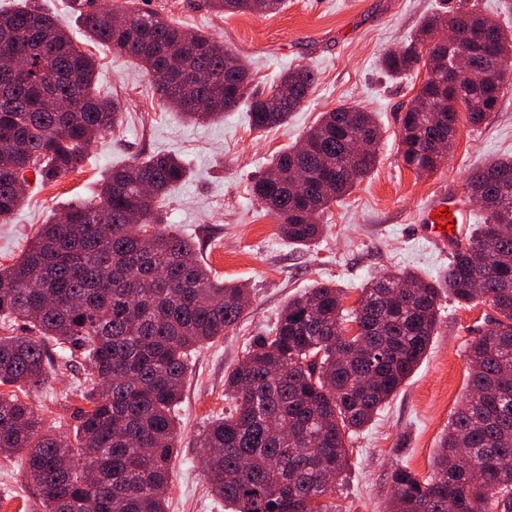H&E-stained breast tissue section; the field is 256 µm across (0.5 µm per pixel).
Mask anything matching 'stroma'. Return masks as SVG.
Here are the masks:
<instances>
[{"label": "stroma", "mask_w": 512, "mask_h": 512, "mask_svg": "<svg viewBox=\"0 0 512 512\" xmlns=\"http://www.w3.org/2000/svg\"><path fill=\"white\" fill-rule=\"evenodd\" d=\"M136 3L223 41L239 53L257 85L271 84L296 66L314 70L318 81L281 127L253 129L242 110L225 113L219 121L186 124L165 110L140 65L111 47L86 43L99 64L97 88L120 101L122 120L93 142L79 171L29 188L8 222L0 223V265H11L42 224L69 205L93 198L108 169L157 153L182 160L188 176L169 195L165 222L193 242L198 258L221 280L242 284L250 305L236 327L186 361L176 410L179 442L165 494L168 512H231L204 484L198 448L205 427L233 406L224 393L226 374L244 360L256 337L272 330L288 299L316 283L341 288L349 310L364 284L388 271L406 268L424 279L442 280L449 258L418 235L415 213L440 188L466 198L471 170L512 156V87L504 90L487 123H460L442 166L419 176L404 164L399 140L401 118L424 73L392 79L381 71L379 58L385 49L406 43L443 0H286L279 13L266 17H227L212 12L204 0ZM344 102L373 113L381 131L376 166L321 215L327 232L317 245L288 244L278 233L277 219L252 197V185L273 155L299 142L323 113ZM497 317L491 303L482 300L466 308L442 301L426 356L348 444L350 466L336 493L339 512H386L391 474L398 466L423 479L431 475L440 440L466 393L469 347ZM90 372L88 361L76 352L56 363L44 383L18 389L17 395L34 405L46 426L70 437L77 426L74 414L86 405L81 391ZM1 500L19 512H43L20 457H0Z\"/></svg>", "instance_id": "stroma-1"}]
</instances>
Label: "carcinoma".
<instances>
[{"label": "carcinoma", "mask_w": 512, "mask_h": 512, "mask_svg": "<svg viewBox=\"0 0 512 512\" xmlns=\"http://www.w3.org/2000/svg\"><path fill=\"white\" fill-rule=\"evenodd\" d=\"M218 13L276 14L284 0H207ZM85 38L141 64L158 98L187 122L245 108L265 130L300 109L316 74L298 66L268 88L213 35L161 13L105 10L79 0ZM467 50L448 83V43ZM426 67L402 116L400 153L429 175L452 147L460 114L488 121L512 83V31L461 3L428 16L381 57L401 78ZM98 63L52 16L0 6V222L23 202L19 179L47 185L79 169L92 141L119 124L121 104L96 89ZM379 127L354 104L324 113L302 143L272 157L252 188L292 245L319 240L320 214L375 166ZM187 177L176 156L114 167L96 197L42 225L27 250L0 266V387L42 384L46 344L90 362V408L75 439L44 427L37 409L0 392V456L21 455L44 512H168L164 489L178 427L173 410L188 353L234 327L246 288L224 282L194 245L164 225L171 191ZM483 211L442 282L409 271L373 279L343 313L341 289L317 283L288 301L270 336L224 380L233 410L199 438L202 476L234 512H336L346 441L416 369L436 334L442 295L459 307L489 298L501 319L468 354L469 383L424 480L399 466L389 512H512V158L466 178ZM24 323L27 335L7 334ZM358 326L349 334L345 321Z\"/></svg>", "instance_id": "1"}]
</instances>
